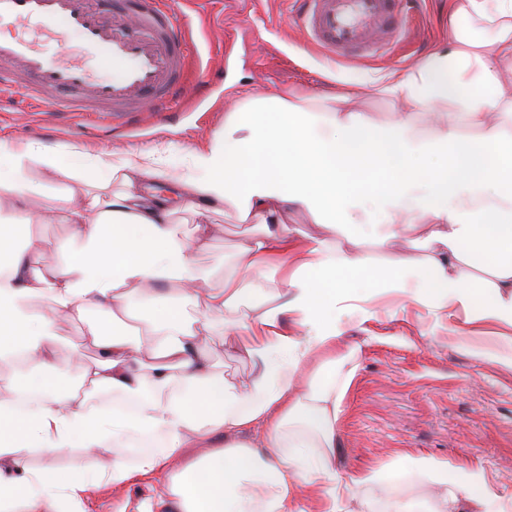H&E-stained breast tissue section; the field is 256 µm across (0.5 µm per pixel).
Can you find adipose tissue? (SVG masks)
<instances>
[{"label": "adipose tissue", "instance_id": "1", "mask_svg": "<svg viewBox=\"0 0 512 512\" xmlns=\"http://www.w3.org/2000/svg\"><path fill=\"white\" fill-rule=\"evenodd\" d=\"M512 0H448V40L410 69L373 82L404 110L383 125L351 92L325 96L250 95L224 131L187 149L177 175L162 150L92 152L0 141V512H84L109 484L163 475L156 498L136 512H342L353 488L397 478L383 466L343 481L336 424L357 366L343 344L341 315L384 295L405 297L437 317L461 310L470 321L512 328ZM446 111L420 128L417 111ZM172 187L169 196L149 184ZM54 188L59 202L34 208ZM232 208L257 219L237 268L219 290L191 261L213 234L209 214ZM321 225L299 233L289 210ZM196 217L185 233L172 216ZM428 215L417 239L403 217ZM35 224L69 235L52 267L39 262ZM391 252L373 263L369 250ZM273 273L264 300L239 314L255 274ZM177 285L197 309L160 306L144 320L153 343L88 326L73 352L97 359L61 393L52 315L84 320L127 307L148 289ZM231 316L232 344L255 374L238 385L214 372L201 346L212 316ZM224 436L222 448L186 451ZM81 448L111 455L107 469L51 458ZM45 463L30 465L32 455ZM412 468L440 486L433 512H490L481 471L416 459ZM324 490L313 508L302 486Z\"/></svg>", "mask_w": 512, "mask_h": 512}]
</instances>
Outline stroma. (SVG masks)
Instances as JSON below:
<instances>
[{"mask_svg":"<svg viewBox=\"0 0 512 512\" xmlns=\"http://www.w3.org/2000/svg\"><path fill=\"white\" fill-rule=\"evenodd\" d=\"M175 15L190 13L200 55L198 67L209 77L204 92L187 87L170 112L144 110L130 130L93 128L79 113L61 118L24 104L0 101V139L112 151L169 146L168 164L184 169L186 149L207 144L224 130V118L247 94L301 92L311 95L351 90L373 121L391 119L392 103L366 96L368 83L408 69L448 38L443 0H409L406 26L397 43L365 56L331 59L310 45L289 18V0H196L186 9L176 0ZM222 225L207 250L197 253L211 268L210 287L224 285L236 263L248 227L233 209L213 214ZM363 320L349 311L345 340L358 346V369L342 402L336 467L346 477L383 464L407 465L415 457L480 468L504 512H512V347L492 321L468 322L459 313L438 323L426 310L394 302L376 305ZM224 322L214 318L204 338L215 371L237 383L248 382L253 363L245 352L227 349ZM471 344L488 345L500 357H476ZM161 477L123 487L109 485L89 495L86 512H133L159 488ZM434 487L419 474L395 482L359 487L346 497L344 512H393L395 506L432 512Z\"/></svg>","mask_w":512,"mask_h":512,"instance_id":"obj_1","label":"stroma"}]
</instances>
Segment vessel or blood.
I'll return each instance as SVG.
<instances>
[{"label": "vessel or blood", "mask_w": 512, "mask_h": 512, "mask_svg": "<svg viewBox=\"0 0 512 512\" xmlns=\"http://www.w3.org/2000/svg\"><path fill=\"white\" fill-rule=\"evenodd\" d=\"M295 17L330 57L375 52L394 41L403 0H295ZM103 22L96 0H0V19L23 25L38 19L51 31L77 34L93 48L107 79L75 59L44 54L15 35L0 37V92L64 115L108 114L126 124L144 104L171 111L197 60L190 50L192 20H174L170 0H113Z\"/></svg>", "instance_id": "vessel-or-blood-1"}]
</instances>
